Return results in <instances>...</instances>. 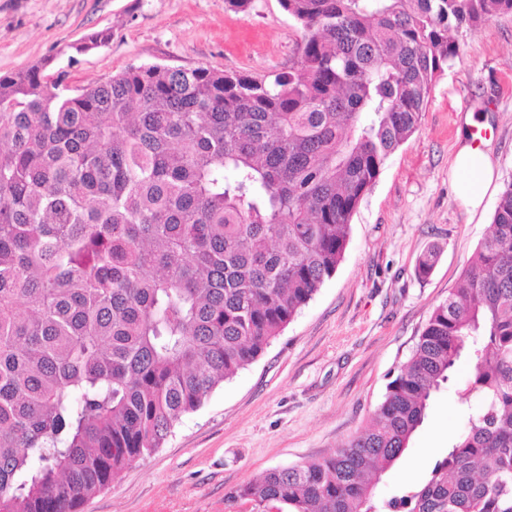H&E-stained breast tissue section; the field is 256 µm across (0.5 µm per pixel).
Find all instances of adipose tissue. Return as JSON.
I'll list each match as a JSON object with an SVG mask.
<instances>
[{"label":"adipose tissue","mask_w":512,"mask_h":512,"mask_svg":"<svg viewBox=\"0 0 512 512\" xmlns=\"http://www.w3.org/2000/svg\"><path fill=\"white\" fill-rule=\"evenodd\" d=\"M454 188L458 200L469 211H476L489 193L494 179L491 158L485 147L461 139L455 155Z\"/></svg>","instance_id":"ef3b65f1"}]
</instances>
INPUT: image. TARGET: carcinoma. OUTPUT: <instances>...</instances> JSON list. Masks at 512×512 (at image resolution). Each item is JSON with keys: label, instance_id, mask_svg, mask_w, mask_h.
<instances>
[{"label": "carcinoma", "instance_id": "obj_1", "mask_svg": "<svg viewBox=\"0 0 512 512\" xmlns=\"http://www.w3.org/2000/svg\"><path fill=\"white\" fill-rule=\"evenodd\" d=\"M288 73L0 75V512H79L256 361L335 274L352 216L512 0H280ZM463 432L379 506L373 477L461 359ZM481 407L471 410V398ZM288 512H512V181L367 427L232 494Z\"/></svg>", "mask_w": 512, "mask_h": 512}]
</instances>
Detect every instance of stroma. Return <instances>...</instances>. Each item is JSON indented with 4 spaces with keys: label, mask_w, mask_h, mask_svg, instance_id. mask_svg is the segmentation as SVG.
I'll return each mask as SVG.
<instances>
[{
    "label": "stroma",
    "mask_w": 512,
    "mask_h": 512,
    "mask_svg": "<svg viewBox=\"0 0 512 512\" xmlns=\"http://www.w3.org/2000/svg\"><path fill=\"white\" fill-rule=\"evenodd\" d=\"M111 31L84 54V36ZM459 56L437 79L416 132L386 161L356 209L335 274L258 360L185 415L160 448L132 463L81 512H262L232 492L267 471L333 454L362 431L433 308L455 287L491 231L512 181V15L457 34ZM302 52L279 0L250 13L224 0H0V75L54 59L80 89L132 65L285 72ZM483 115L497 177L483 210L467 213L450 175L467 113ZM437 248L432 272L419 256ZM461 362L441 384L404 455L383 475L387 499L416 486L464 428Z\"/></svg>",
    "instance_id": "stroma-1"
}]
</instances>
